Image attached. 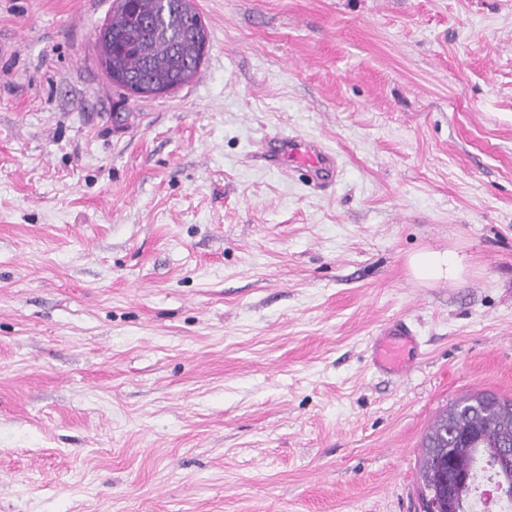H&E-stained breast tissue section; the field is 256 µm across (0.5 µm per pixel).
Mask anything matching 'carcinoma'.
I'll list each match as a JSON object with an SVG mask.
<instances>
[{
    "label": "carcinoma",
    "mask_w": 512,
    "mask_h": 512,
    "mask_svg": "<svg viewBox=\"0 0 512 512\" xmlns=\"http://www.w3.org/2000/svg\"><path fill=\"white\" fill-rule=\"evenodd\" d=\"M203 25L184 0H117L102 25L118 50L117 65L129 77L124 89L139 96L150 84L179 88L195 76L203 55L194 40ZM421 492L443 487L447 512H470L474 468L485 460L495 469L502 495L512 502V399L478 393L444 410L426 432Z\"/></svg>",
    "instance_id": "1"
}]
</instances>
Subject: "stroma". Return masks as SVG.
I'll list each match as a JSON object with an SVG mask.
<instances>
[{"label": "stroma", "instance_id": "stroma-1", "mask_svg": "<svg viewBox=\"0 0 512 512\" xmlns=\"http://www.w3.org/2000/svg\"><path fill=\"white\" fill-rule=\"evenodd\" d=\"M194 6L196 76L135 98L113 0H0V512H420L438 414L512 399V0ZM269 164L303 165L310 177L324 182L334 173L336 158L319 142L304 137L267 136L262 140V150L256 156ZM411 276L418 282L430 285L437 281L457 284L463 281L470 264L467 257L454 250H422L408 258ZM398 336L404 344L416 345L412 331L406 325H397L384 336H380L374 343L373 365L382 371L399 372L406 368L400 359V347L390 339Z\"/></svg>", "mask_w": 512, "mask_h": 512}]
</instances>
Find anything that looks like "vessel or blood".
<instances>
[{"instance_id": "vessel-or-blood-1", "label": "vessel or blood", "mask_w": 512, "mask_h": 512, "mask_svg": "<svg viewBox=\"0 0 512 512\" xmlns=\"http://www.w3.org/2000/svg\"><path fill=\"white\" fill-rule=\"evenodd\" d=\"M260 160L275 165H302L316 181H326L334 173L336 159L319 142L304 137H265L259 153ZM411 330L404 325L395 326L391 335L376 339L373 364L382 371L399 372L404 368L400 358V344H414Z\"/></svg>"}]
</instances>
